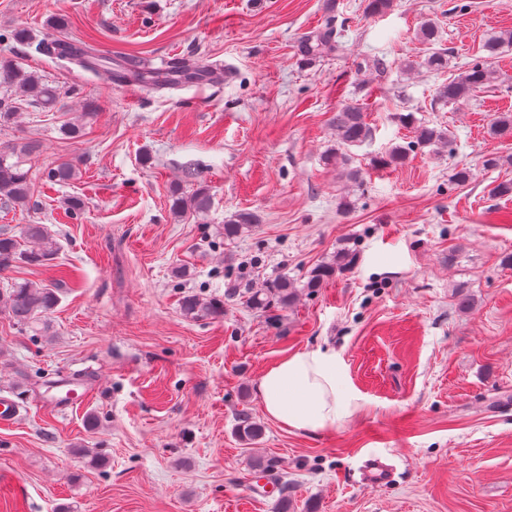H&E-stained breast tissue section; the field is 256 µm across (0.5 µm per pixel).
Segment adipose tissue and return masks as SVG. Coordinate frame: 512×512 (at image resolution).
I'll use <instances>...</instances> for the list:
<instances>
[{"instance_id":"adipose-tissue-1","label":"adipose tissue","mask_w":512,"mask_h":512,"mask_svg":"<svg viewBox=\"0 0 512 512\" xmlns=\"http://www.w3.org/2000/svg\"><path fill=\"white\" fill-rule=\"evenodd\" d=\"M257 390L270 419L307 433L334 430L360 406L359 394L328 347L283 357L261 375Z\"/></svg>"}]
</instances>
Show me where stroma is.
Masks as SVG:
<instances>
[{
  "label": "stroma",
  "instance_id": "obj_1",
  "mask_svg": "<svg viewBox=\"0 0 512 512\" xmlns=\"http://www.w3.org/2000/svg\"><path fill=\"white\" fill-rule=\"evenodd\" d=\"M467 2L459 11V2ZM0 0V64L37 72L59 89L56 109L20 106L0 146L29 141L28 206H0V225L43 224L60 245L48 264L0 271V292L58 286L53 333L36 336L0 311V392L24 412L0 426V512H512V199L489 196L512 166L467 185L455 167L512 154L489 125L512 113V52L493 59L497 82L465 105L434 104L444 72L404 73L434 19L457 61L487 35L512 30V0ZM64 21L54 30L51 18ZM340 50L317 59L299 43L329 19ZM32 46L4 40L15 26ZM61 36L161 75L180 58L223 66L222 77L129 94L78 65L39 53ZM381 62L373 70V62ZM359 100L372 138L352 148L362 172L348 186L325 155L337 108ZM96 117L78 141L62 122ZM448 128L455 152H409L377 169L374 157L410 142L397 114ZM62 160L66 184L44 171ZM208 189L201 216L170 210L173 185ZM84 207L69 213L65 201ZM258 216L226 240L224 221ZM353 265L306 288L310 269L340 248ZM182 265L186 277L174 278ZM285 276L289 307L257 310L248 291ZM239 293L226 297L229 287ZM224 302L217 317L182 309L187 293ZM468 298L469 308L458 305ZM336 349L361 407L336 430L288 431L266 417L260 376L285 355ZM90 389L62 410L47 384ZM263 427L235 431L240 410ZM389 466L364 483L371 458ZM271 462L269 495L255 498L256 460Z\"/></svg>",
  "mask_w": 512,
  "mask_h": 512
}]
</instances>
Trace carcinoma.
<instances>
[{"label":"carcinoma","instance_id":"cac0c4a2","mask_svg":"<svg viewBox=\"0 0 512 512\" xmlns=\"http://www.w3.org/2000/svg\"><path fill=\"white\" fill-rule=\"evenodd\" d=\"M342 29L328 26L312 38H305L300 43V51L313 55L321 48L341 47ZM419 37L430 46V52L422 61H409L405 71L411 72L424 67L429 70L443 71L448 69L450 49L439 46L440 38L436 24L432 20L422 22ZM512 49V31L504 30L494 33L485 39L483 50L487 56L478 57L465 65L463 72L438 86L434 93L433 103L438 105L461 104L469 101L476 93L491 85L496 79L495 71L490 67L488 58L505 50ZM60 58L73 60L83 67L110 80L115 77L127 79L139 75L136 70H128L122 65H114L112 58L102 56L90 47L72 48L63 45ZM7 83L15 98L28 101L51 111L56 108L60 93L50 86L34 71L5 64L0 67V82ZM398 121L414 130L413 140L408 146H395L385 154L374 158L378 167H389L402 163L409 151L418 147H430L432 151H454V140L444 129L431 126L427 122L416 120L413 113L398 114ZM336 132V152L331 160L343 169L345 178L359 185V171L350 168L348 151L354 146L365 144L372 134L367 122V114L358 101L341 105L331 119ZM490 134L498 138L512 137V113L501 112L490 124ZM33 147L27 143L14 144L0 148V200L15 206H25L31 197V178L25 168V158L31 154ZM79 173L76 164L62 161L46 171L50 181L68 183ZM173 212L180 216L186 211L196 214L205 213L211 203L207 190L200 189L187 195L179 185L171 190ZM256 224L255 216L250 212H239L231 216L224 224V237L234 239L248 231ZM23 241H18L12 229L0 227V271L13 267L23 261L30 264H44L55 258L59 251L58 243L42 224H27L22 228ZM346 255H336L333 264L321 265L311 272L305 287L318 288L324 280L332 277L336 269L344 266ZM296 297V285L283 277L270 288H262L249 293L247 302L255 309L266 307L272 299H277L284 307L291 305ZM58 302L57 289L37 286L28 283L16 284L9 291L7 298L0 297V306L6 308L13 321L35 335L47 336L50 323L47 316ZM182 308L188 314L216 315L224 312V306L205 302L194 294H187L182 299ZM238 433L247 440L254 442L262 434V427L251 413L243 409L238 413Z\"/></svg>","mask_w":512,"mask_h":512}]
</instances>
